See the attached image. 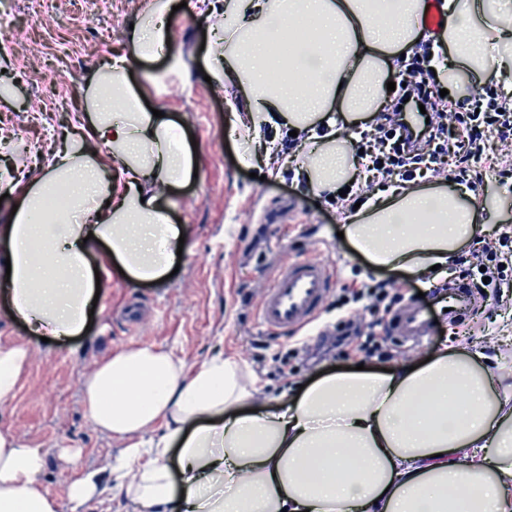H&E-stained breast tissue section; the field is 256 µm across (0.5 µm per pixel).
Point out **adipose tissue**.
<instances>
[{
	"label": "adipose tissue",
	"mask_w": 512,
	"mask_h": 512,
	"mask_svg": "<svg viewBox=\"0 0 512 512\" xmlns=\"http://www.w3.org/2000/svg\"><path fill=\"white\" fill-rule=\"evenodd\" d=\"M429 0H221L205 19L224 41L210 55L217 84L243 89L236 114L253 159L267 123L317 137L299 170L314 192L354 180L356 134L387 99L386 75L428 38ZM437 41L447 83L465 68L482 82L512 73V0H440ZM170 0H149L131 56L111 59L79 90L82 110L63 147L40 156L37 177L0 176L17 207L0 225L11 272L9 316L33 334H80L96 294L88 256L136 281H158L186 228L163 194L192 180L195 157L179 125L143 107L133 59L166 48ZM325 136H318L320 127ZM493 212L444 183L376 190L349 215L351 244L379 268L416 280L447 266ZM29 344L0 345V405L16 395ZM92 424L122 444L108 477L69 484L82 508L104 488L132 512H512V373L482 346L438 349L392 371L327 374L277 409L253 408L255 382L232 359L195 371L151 345L111 353L81 378ZM161 433H154V426ZM40 449L0 430V512H61L39 478Z\"/></svg>",
	"instance_id": "adipose-tissue-1"
}]
</instances>
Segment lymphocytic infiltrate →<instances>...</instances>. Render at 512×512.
<instances>
[{"label":"lymphocytic infiltrate","mask_w":512,"mask_h":512,"mask_svg":"<svg viewBox=\"0 0 512 512\" xmlns=\"http://www.w3.org/2000/svg\"><path fill=\"white\" fill-rule=\"evenodd\" d=\"M428 128L425 134L405 130L392 116L362 132L357 158L365 181L396 176L411 182L439 173L442 165L470 160L492 171H512V95L500 86H486L482 98L468 109L458 102L433 108ZM450 264L463 269L475 287L490 288L493 296H500L512 288V227H499L491 243L452 257ZM403 297L394 282L372 277L358 287L342 288L336 297L341 312L335 325L337 342L353 336L362 339L367 355H390L376 328ZM363 299L368 302L367 317L350 313V306Z\"/></svg>","instance_id":"f902f5d3"}]
</instances>
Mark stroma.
<instances>
[{"label":"stroma","mask_w":512,"mask_h":512,"mask_svg":"<svg viewBox=\"0 0 512 512\" xmlns=\"http://www.w3.org/2000/svg\"><path fill=\"white\" fill-rule=\"evenodd\" d=\"M172 2L177 6L170 23L173 55L137 62L132 78L142 83L143 101L166 112L196 141L197 178L165 196L173 223L187 229L178 272L164 281L138 283L116 271L104 252L95 253L93 263L105 269L104 293L88 320L89 331L65 341H35L25 324L7 316L0 293V344H36L15 398L0 406V426L46 453L41 485L58 499L61 512H71L68 485L75 474L106 468L118 448L92 426L80 389L82 375L108 353L151 344L173 351L190 370L221 353L259 379L257 403L276 408L332 367L391 366L355 350L318 363L296 358L293 373L284 375L274 355L295 343L291 334L271 338L269 349L257 352L255 343L263 338L257 324L259 293L281 263L301 255L333 262L343 285L358 271L393 278L405 290L414 284L404 275L373 268L340 238L345 216L328 194L310 191L285 172L275 180L257 179L259 167L243 162L233 128L232 109L243 106L245 95L239 90L226 94L205 81L211 33L199 10ZM144 6L145 0H51L45 16L30 0H0V88L9 91L8 99L0 100V122L12 134L0 142V172L71 127L76 88L110 58L129 53L130 25ZM81 15L90 29L77 40L72 33ZM416 303L432 320V333L422 348L402 352L400 361L424 360L445 344L465 346L440 307L422 297ZM463 317L488 323L482 344L503 359L512 358L506 340L512 334V302L494 309L480 298L465 307ZM259 353L265 357L261 368L254 361ZM63 448L80 454L62 460Z\"/></svg>","instance_id":"1"}]
</instances>
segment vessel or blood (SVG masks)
Listing matches in <instances>:
<instances>
[{
    "instance_id": "1",
    "label": "vessel or blood",
    "mask_w": 512,
    "mask_h": 512,
    "mask_svg": "<svg viewBox=\"0 0 512 512\" xmlns=\"http://www.w3.org/2000/svg\"><path fill=\"white\" fill-rule=\"evenodd\" d=\"M334 286V276L323 261L296 258L281 264L260 295V326L273 334L309 326L322 313ZM393 324L403 343L414 347L421 345L428 334L427 320L413 306L397 312Z\"/></svg>"
}]
</instances>
